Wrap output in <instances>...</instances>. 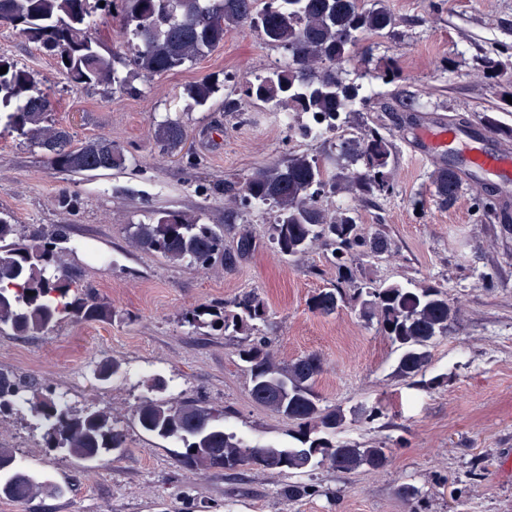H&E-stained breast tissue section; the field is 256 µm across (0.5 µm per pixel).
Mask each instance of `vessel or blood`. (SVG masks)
Masks as SVG:
<instances>
[{
    "label": "vessel or blood",
    "instance_id": "1",
    "mask_svg": "<svg viewBox=\"0 0 512 512\" xmlns=\"http://www.w3.org/2000/svg\"><path fill=\"white\" fill-rule=\"evenodd\" d=\"M424 138L436 149L451 144L460 145L473 171L512 178V154L490 147L486 139L466 136L449 124L427 127Z\"/></svg>",
    "mask_w": 512,
    "mask_h": 512
}]
</instances>
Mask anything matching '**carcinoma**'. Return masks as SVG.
I'll list each match as a JSON object with an SVG mask.
<instances>
[{"label": "carcinoma", "instance_id": "1", "mask_svg": "<svg viewBox=\"0 0 512 512\" xmlns=\"http://www.w3.org/2000/svg\"><path fill=\"white\" fill-rule=\"evenodd\" d=\"M90 0H0V24L15 29L39 44L61 65L75 87L107 85L112 93L133 90L116 75L118 55L96 48L95 21ZM123 25L129 35L133 73L144 78L161 75L188 63L224 43L230 28L244 26L263 44L288 53V63L247 82L244 96L272 104L292 118L289 129L307 138L310 118L324 129V140H336V168L328 169L304 153L281 161L273 159L245 177L230 204L240 209L252 204L266 207L271 215V240L277 251L299 258L316 245L330 250L336 268V287L312 298V310L330 315L339 304L361 303L378 320L379 329L398 352L397 373L412 380L429 365L430 347L448 335L460 307L439 285L409 288L389 283L377 288H356L353 265L358 258H375L392 252L383 227L364 228L355 209L330 207L327 199L345 193L356 203L394 191V145L380 125L352 128L356 104L365 103L362 87L346 79L349 64L371 34H394L396 17L384 6L367 8L363 0H121ZM477 70L487 78L497 74L499 61L485 53L476 58ZM0 103L12 105L0 111V123L25 142L39 148L49 165L69 176L122 170L128 157L109 137L73 143L70 131L49 121L53 101L49 94H29L31 73L0 58ZM217 85L203 78L186 88L187 94L205 104L217 93ZM452 125L472 135L476 126L490 129L491 117L478 120L458 117ZM153 139L166 152L182 149L185 125L172 118L153 124ZM478 179L462 165L436 162L428 179L430 195L442 207L454 204L465 179ZM131 245L156 254L170 264L202 269L235 270L252 249V234L239 230L236 246L224 247V230L202 222L201 214L160 211L147 223L129 225ZM67 226L50 231L38 227L27 233L20 225L0 217V333L40 336L66 317L109 323L112 305L99 298L81 281L64 256L70 248ZM184 321L214 332L244 334L249 343L238 349L250 376V396L259 406L297 423L296 446H253L224 428V411L197 401L171 402L159 393L164 380H152L156 397L144 398L135 410L140 430L162 440L182 444L181 467L196 473L232 472L244 466L300 476L317 465L341 472H377L389 464L388 449L363 446L336 434L346 422L340 408L321 404L315 382L323 359L309 353L280 361L265 333L268 307L254 291L246 292L217 311L198 306ZM32 392L31 411L41 418L45 444L70 458L95 462L120 455L126 438L111 415L102 409L76 413L60 405L49 388H43L15 372L0 369V414L12 411L19 395ZM308 485L288 482L281 494L290 501L305 497ZM65 489L20 465L13 449L0 444V499L23 502L46 494L61 497Z\"/></svg>", "mask_w": 512, "mask_h": 512}]
</instances>
